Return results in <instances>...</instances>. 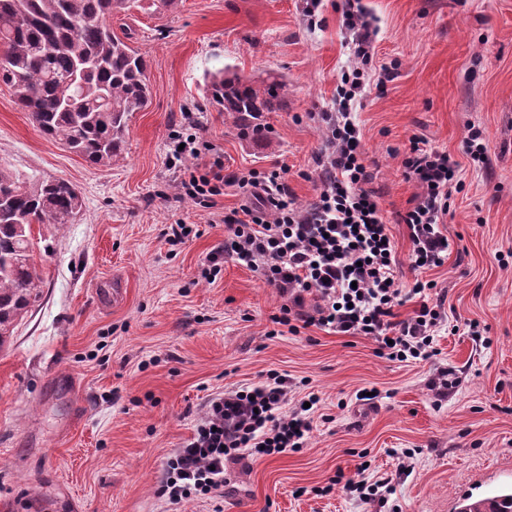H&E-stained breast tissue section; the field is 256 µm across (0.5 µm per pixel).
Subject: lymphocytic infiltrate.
<instances>
[{"label":"lymphocytic infiltrate","mask_w":512,"mask_h":512,"mask_svg":"<svg viewBox=\"0 0 512 512\" xmlns=\"http://www.w3.org/2000/svg\"><path fill=\"white\" fill-rule=\"evenodd\" d=\"M341 10L353 40L334 108L317 115L323 141L314 154L318 179L311 201L297 203L283 166L225 174L215 146L200 136L201 122L193 112L183 113L169 137L168 163L178 198L203 208H214L225 187L243 190L245 203L224 215L226 235L206 261L217 273L225 258H233L287 296L275 324L294 335L317 325L363 336L389 360L428 361L438 354L435 334L447 319L446 296L435 292L431 281L417 279L407 286L399 281L395 244L379 198L368 186L354 115L370 69H377L381 86L394 72L385 64L372 65L377 26L361 0H343ZM403 168L417 189L412 207L396 215L407 227L409 266L414 271L441 267L451 251L443 224L452 193L461 187L458 165L415 136ZM310 297L316 301L311 313L305 309ZM414 299L418 308L400 316L399 307ZM294 388L293 379L275 371L249 386L209 395L193 434L170 455L159 481L156 496L165 512H180L190 500L223 498L228 465L304 448L319 398L311 393L305 401H293ZM328 487L365 504H381L393 490V479L371 483L340 471Z\"/></svg>","instance_id":"lymphocytic-infiltrate-1"}]
</instances>
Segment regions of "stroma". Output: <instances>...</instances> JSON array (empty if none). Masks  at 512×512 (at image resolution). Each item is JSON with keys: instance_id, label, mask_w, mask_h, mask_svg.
Instances as JSON below:
<instances>
[{"instance_id": "35a3bbf8", "label": "stroma", "mask_w": 512, "mask_h": 512, "mask_svg": "<svg viewBox=\"0 0 512 512\" xmlns=\"http://www.w3.org/2000/svg\"><path fill=\"white\" fill-rule=\"evenodd\" d=\"M340 2L320 0L310 16L306 0H143L114 15L148 62L150 100L107 167L45 137L0 82V163L68 180L84 198L73 223L35 227L42 293L0 344V512H159L158 477L206 396L271 370L299 381L297 396H319L313 430L299 451L235 465L229 512H458L466 497L512 487V0H363L379 28L375 64L399 63L385 86L367 80L356 113L402 281L411 243L394 217L416 192L402 167L410 138L448 153L463 181L444 229L450 255L424 274L449 308L435 361H391L370 339L316 326L273 335L286 298L257 272L228 258L205 277L242 196L225 188L213 209L174 196L168 136L197 112L225 173L277 163L298 203L313 198L323 132L311 115L332 107L350 55ZM227 66L285 77L288 108L267 114L269 140L242 138L207 98L205 74ZM473 126L487 163L464 150ZM177 219L200 236L170 246L162 229ZM436 364L461 378L440 402L426 387ZM371 389L378 398L361 400ZM363 462L370 479L395 478L381 510L322 494Z\"/></svg>"}]
</instances>
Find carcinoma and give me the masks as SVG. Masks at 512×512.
Segmentation results:
<instances>
[{"label": "carcinoma", "instance_id": "cac0c4a2", "mask_svg": "<svg viewBox=\"0 0 512 512\" xmlns=\"http://www.w3.org/2000/svg\"><path fill=\"white\" fill-rule=\"evenodd\" d=\"M139 0H0V81L40 131L92 166L123 158L129 121L148 104L147 62L108 19ZM86 63L84 93L69 83ZM211 97L244 138L266 139L265 113L287 106V84L224 69L210 75ZM108 103L100 105V93ZM79 189L60 178H29L0 164V343L39 296L43 279L31 243L33 224H71ZM459 512H512V490L467 498Z\"/></svg>", "mask_w": 512, "mask_h": 512}]
</instances>
